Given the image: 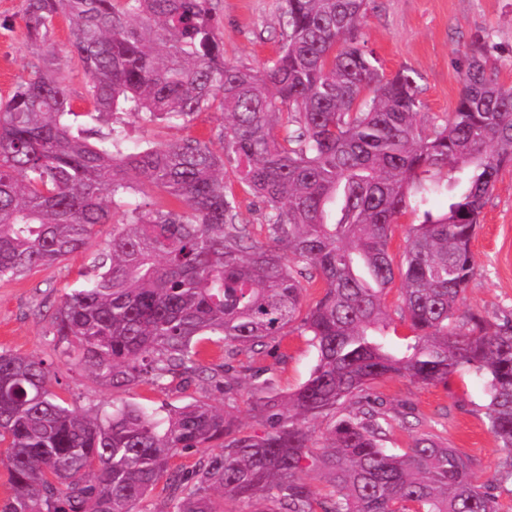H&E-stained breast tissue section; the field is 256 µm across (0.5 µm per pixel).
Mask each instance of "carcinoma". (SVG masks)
<instances>
[{
    "label": "carcinoma",
    "mask_w": 512,
    "mask_h": 512,
    "mask_svg": "<svg viewBox=\"0 0 512 512\" xmlns=\"http://www.w3.org/2000/svg\"><path fill=\"white\" fill-rule=\"evenodd\" d=\"M370 2L280 0L282 43L254 71L224 59L217 0H25L43 57L0 101V281L86 251L110 224L85 285L51 318L100 385L185 386L204 374L229 405L238 354L292 326L317 362L286 395L255 372L257 434L204 400L79 414L44 361L0 353L11 486L0 512H133L165 475L167 512H224L227 499L259 504L253 512H501L512 494V317H460L457 305L483 209L512 165V87L494 74L500 46L477 35L455 110L423 125L418 75L385 76L360 40ZM60 17L64 64L51 49ZM76 72L93 127L78 124ZM216 108L223 123L206 140L129 144L125 116L187 126ZM444 169L441 184L433 175ZM232 176L265 223L240 222ZM150 186L180 208H146L136 195ZM444 190L447 210L435 212L429 197ZM411 205L420 220L397 270L392 226ZM397 275L411 335L394 348L383 297ZM317 281L323 294L306 309L303 291ZM214 336L222 357L205 367L199 345ZM461 371L482 381L500 451L480 485L472 459L434 435L403 454L384 447L389 422L369 393L391 376L446 388ZM337 409L328 443L315 445L308 423ZM213 446L222 453L169 472L176 453ZM314 469L332 483L325 500L304 478Z\"/></svg>",
    "instance_id": "cac0c4a2"
}]
</instances>
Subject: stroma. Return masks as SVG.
I'll return each mask as SVG.
<instances>
[{"label": "stroma", "instance_id": "35a3bbf8", "mask_svg": "<svg viewBox=\"0 0 512 512\" xmlns=\"http://www.w3.org/2000/svg\"><path fill=\"white\" fill-rule=\"evenodd\" d=\"M24 0H0V97L28 78L40 51L26 37ZM217 13L224 29V56L236 65L262 70L276 53L283 28L279 0H220ZM485 34L505 49L496 63L497 79L512 86V0H375L361 38L380 60L385 75L410 69L423 88L425 117L444 120L454 111L463 87L460 63L474 35ZM217 111L201 114L187 128L158 124L144 127L129 120L131 142L209 137L221 124ZM475 275L465 289L460 313L477 311L489 320L512 314V166L504 168L483 210L472 244ZM87 258L79 254L59 266L26 278L0 282V351L30 356L50 366L55 392L71 408L93 414L113 401L176 406L204 398L216 406L224 399L205 379L188 386L140 385L126 392L96 383L75 352L57 345L50 314L62 297L82 283ZM316 352L305 337L292 332L280 348L266 353L242 352L236 369L243 384L253 372L282 393L309 376ZM391 424L388 448L404 453L423 433L438 435L450 447L469 455L474 476L486 482L494 475L500 451L486 428L483 385L475 375H454L448 387L421 385L392 377L371 388Z\"/></svg>", "mask_w": 512, "mask_h": 512}]
</instances>
